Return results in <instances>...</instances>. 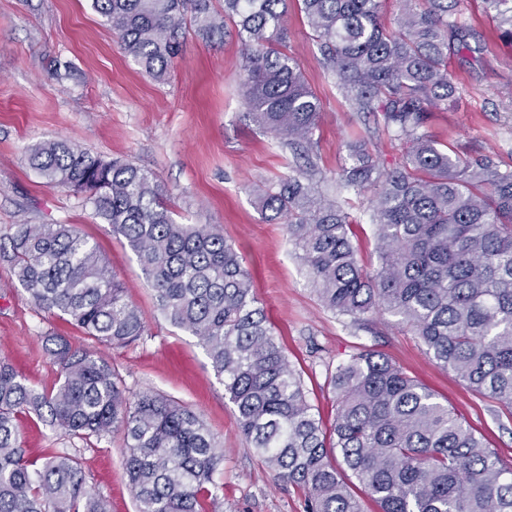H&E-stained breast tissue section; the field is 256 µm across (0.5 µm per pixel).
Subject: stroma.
Instances as JSON below:
<instances>
[{
    "instance_id": "35a3bbf8",
    "label": "stroma",
    "mask_w": 512,
    "mask_h": 512,
    "mask_svg": "<svg viewBox=\"0 0 512 512\" xmlns=\"http://www.w3.org/2000/svg\"><path fill=\"white\" fill-rule=\"evenodd\" d=\"M458 18L476 33L475 48L449 55L458 98L431 112L427 131L460 156H488L512 170V47L499 40L481 0H461ZM286 28V51L322 104L314 147L305 158L245 119L239 91L245 50L234 26L214 39L187 26L178 56L165 77L155 79L126 56L91 0H0V238L26 222L75 225L98 243L146 322L145 335L131 346H94L66 321L38 311L0 261V360L34 390L53 387L57 369L43 341L51 331L74 348L95 349L130 394L158 393L188 407L224 457L215 474L224 486L219 512H304L305 496L277 481L252 452L204 349L161 313L128 246L93 218L80 195L47 186L28 166L31 145L63 138L104 159L127 160L153 174L177 222L220 228L243 257L258 302L324 423L336 414L330 372L372 348L433 390L488 447L512 460L511 411L438 366L396 317L374 314L357 326L325 308L282 224L267 221L258 209L253 184L274 186L313 170L314 185L350 213L361 265L376 269L373 195L344 187L339 172L349 163L348 143L358 139L370 140L383 171L399 167L405 153L403 143L384 132L381 116L354 112L346 101L299 0L288 4ZM22 439L32 459L50 448L79 452L86 486L106 499L109 512H135L122 433L85 441L27 417Z\"/></svg>"
}]
</instances>
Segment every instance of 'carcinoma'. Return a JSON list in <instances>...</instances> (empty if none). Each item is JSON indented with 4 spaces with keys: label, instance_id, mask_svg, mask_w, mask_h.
<instances>
[{
    "label": "carcinoma",
    "instance_id": "carcinoma-1",
    "mask_svg": "<svg viewBox=\"0 0 512 512\" xmlns=\"http://www.w3.org/2000/svg\"><path fill=\"white\" fill-rule=\"evenodd\" d=\"M328 67L357 112H379L406 145L402 166L381 173L364 140L347 145L344 186L374 191L380 263L366 272L352 219L297 177L254 185L264 218L284 224L319 300L365 321L399 318L436 363L471 390L512 408V171L488 156L463 158L425 132L456 85L448 54L469 49L455 19L459 0H399L392 31L385 0H301ZM512 44V0H482ZM124 53L161 78L178 54L186 14L210 38L230 21L245 45L249 117L288 146L308 151L322 105L284 51L288 0H92ZM29 165L51 187L81 195L94 217L123 238L170 323L205 350L238 425L277 479L306 490L305 512H362L351 473L379 512H512V465L485 446L448 405L378 351L352 355L330 372L337 401L330 429L313 412L301 374L257 306L243 257L221 230L179 224L151 174L58 140L33 146ZM13 278L40 311L68 318L98 344L126 347L146 332L99 246L71 224H18L0 246ZM58 386L37 392L0 362V512H108L86 487L79 456H26L23 416L83 440L121 430L136 512H215L223 486L214 436L174 400H132L103 358L63 336H44Z\"/></svg>",
    "mask_w": 512,
    "mask_h": 512
}]
</instances>
